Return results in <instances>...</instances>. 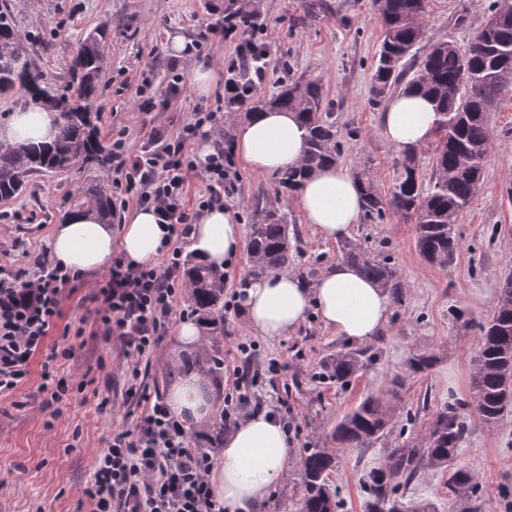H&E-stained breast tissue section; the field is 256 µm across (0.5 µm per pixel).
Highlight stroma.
Instances as JSON below:
<instances>
[{"mask_svg": "<svg viewBox=\"0 0 512 512\" xmlns=\"http://www.w3.org/2000/svg\"><path fill=\"white\" fill-rule=\"evenodd\" d=\"M244 0H10L22 37L35 45L37 68L52 83L65 81L66 63L87 33L108 26L102 44L105 66L99 77L96 109L104 139L125 130L133 148L146 146L151 129L176 138L192 123L199 107L220 108L226 134L250 112V102L231 104L217 95L198 94L193 66L213 65L224 71L236 56V44L220 42L211 27ZM257 15L268 43L267 80L263 92L281 82L313 79L323 88L338 128L345 135L341 160L350 171L369 166L378 191L390 194L402 157L384 138L381 112L370 102L373 64L382 39L381 21L373 0H245ZM492 0H429L423 19L421 48L452 40L467 48L483 26ZM199 45L198 62H174L170 34ZM184 78V91L166 96L171 67ZM493 138L481 184L456 230L460 250L448 269L429 264L415 243V219L387 211L383 221L361 220L350 240L371 258L393 264L402 296L390 303L388 324L364 346L373 351L365 368L349 385L322 382L321 365L342 337L323 326L316 313L294 333L279 338L253 335L237 302L245 280V253H238L227 270L224 288V365L233 368L235 346L247 339L254 385L249 393L263 411L286 399L290 454L268 499L252 512H291L301 488L298 469L305 448H328L338 419L365 396L389 398L395 426L370 448L339 449L334 475L343 512H367L362 481L379 467L389 449L413 445L425 435L435 413L449 397L469 393L471 360L480 328L491 316L496 287L512 273V206L502 193L512 185V92L491 116ZM237 191L224 207L247 224L251 200L263 196L278 202L299 230V250L289 264L300 276L319 275L340 262V245L323 240L305 224L295 196L279 193L273 175L252 171L235 160ZM87 170L35 177L25 196L0 202V278L13 279L49 246L55 224L72 212L71 199L87 185ZM94 277L81 276L64 293L63 317L52 337L72 355L58 359V372L69 383V401L50 408L40 389L39 361L9 395H0V512H88L84 495L93 462L104 451L113 428L132 426L139 413L126 406L124 391L131 365L123 345L104 338L98 306L88 296ZM171 320L155 359L144 374L148 393H166L186 373L189 354L181 350ZM429 357L421 370L409 366L412 357ZM281 371L269 368L270 360ZM397 399H390V392ZM479 482L486 512H500L499 489L512 487V412L497 424L471 420L470 434L456 458ZM407 498L432 503L437 512H457L448 475L439 468L424 470L408 488Z\"/></svg>", "mask_w": 512, "mask_h": 512, "instance_id": "1", "label": "stroma"}]
</instances>
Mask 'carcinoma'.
Here are the masks:
<instances>
[{
	"label": "carcinoma",
	"instance_id": "1",
	"mask_svg": "<svg viewBox=\"0 0 512 512\" xmlns=\"http://www.w3.org/2000/svg\"><path fill=\"white\" fill-rule=\"evenodd\" d=\"M427 0H374L383 23V39L373 65L371 100L376 106L396 93L417 92L436 102L438 136L435 167L425 182L419 178L415 152L403 154L390 197L381 195L367 171L356 179L364 192L365 215L380 219L393 209L415 217L416 248L430 263L445 269L455 261L459 240L448 214H460L474 201L492 142L490 114L512 88V0L494 3L492 28L480 27L468 48L459 52L448 40L429 46L418 57ZM103 26L80 43L67 63L63 88L47 81L34 65L31 49L18 34L8 0H0V96L22 91L39 108L56 113V133L50 142L0 147V200L26 192L33 176L61 173L75 166L106 168L112 148L100 137L95 103L104 67L100 44ZM253 110H291L306 129L302 163L276 173L279 191L292 193L318 167L336 161L340 132L334 113L324 107L321 84L283 83L270 95L251 94ZM79 209L95 212L112 223V195L101 184L82 188L74 200ZM295 225L282 207L258 196L247 224L246 275L260 278L288 267ZM343 259L377 282L394 299L401 295L397 270L376 262L360 245L345 243ZM181 278L194 314L209 330L224 329V272L186 260ZM364 351L340 348L326 359V376L344 385L363 367ZM205 370L214 378L224 373V354L212 341L205 349ZM512 411V273L498 286L492 315L481 328L472 359L469 399L455 398L434 415L427 434L410 448H392L383 464L365 480L369 512H433L432 505L406 501L404 493L418 474L438 467L450 470L448 487L459 512H484L479 484L472 472L456 464L457 448L467 437L471 414L494 424ZM393 427L391 410L375 395L366 396L336 424L332 438L340 448H370ZM339 460L332 448H307L301 460V497L297 512H340L341 501L332 475Z\"/></svg>",
	"mask_w": 512,
	"mask_h": 512
}]
</instances>
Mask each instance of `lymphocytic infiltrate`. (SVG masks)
<instances>
[{"mask_svg":"<svg viewBox=\"0 0 512 512\" xmlns=\"http://www.w3.org/2000/svg\"><path fill=\"white\" fill-rule=\"evenodd\" d=\"M257 16L247 9L225 15L212 31L223 40L238 43L237 57L226 68L224 97L241 101L248 93L239 76L254 73L257 82L266 79V67L257 55V38L246 34V26H257ZM217 112H197L174 141L155 129L151 141L158 151H132L124 137L112 141V183L125 197L141 207L153 208L159 223L168 228L170 241L187 234L196 210L211 208L235 188L236 176L224 164V140ZM213 140V151L205 162L193 158L189 146L198 136ZM203 169L210 182L208 195L199 197L196 209L188 207L192 172ZM179 249L167 252L161 263L132 266L116 257L107 276L89 295L101 307L102 334L116 337L124 346L133 368L151 363L172 315L188 318L190 309L175 310L180 283ZM74 276L54 265L49 254H41L32 266L13 280L0 279V394L13 391L26 378L32 358L46 352L41 390L53 403L66 400L68 383L55 373L57 352L47 345L58 320L67 285ZM128 406L139 408L132 427L113 431L106 451L93 465L87 496L92 512H224L211 495L208 472L211 455L197 448L184 422L162 396L147 395L137 381L125 391Z\"/></svg>","mask_w":512,"mask_h":512,"instance_id":"obj_1","label":"lymphocytic infiltrate"}]
</instances>
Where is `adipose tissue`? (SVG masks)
<instances>
[{
	"label": "adipose tissue",
	"mask_w": 512,
	"mask_h": 512,
	"mask_svg": "<svg viewBox=\"0 0 512 512\" xmlns=\"http://www.w3.org/2000/svg\"><path fill=\"white\" fill-rule=\"evenodd\" d=\"M436 118L429 98L414 92L398 94L382 114V133L395 148L409 152L433 137ZM53 132L51 110L17 112L0 127V143L46 141ZM305 136L296 112L261 110L237 124L234 148L253 171L273 173L301 163ZM296 198L307 223L330 241L348 238L365 210L359 183L338 161L313 171ZM167 244V229L157 224L152 211H134L116 233L111 225L80 210L56 225L51 257L68 272L85 275L107 269L117 249L133 264H154ZM241 247L240 225L217 206L205 210L189 230L188 250L205 266L226 268ZM237 300L248 327L270 338L295 331L312 311L325 327L351 343L375 336L389 319L388 293L348 263L324 268L311 284L290 270L251 279L240 287ZM168 402L177 415L203 420L208 403L202 396L201 375L188 374L171 387ZM288 453V435L277 419L263 412L242 419L225 433L224 449L208 473L212 496L227 512H249L266 501Z\"/></svg>",
	"instance_id": "obj_1"
}]
</instances>
